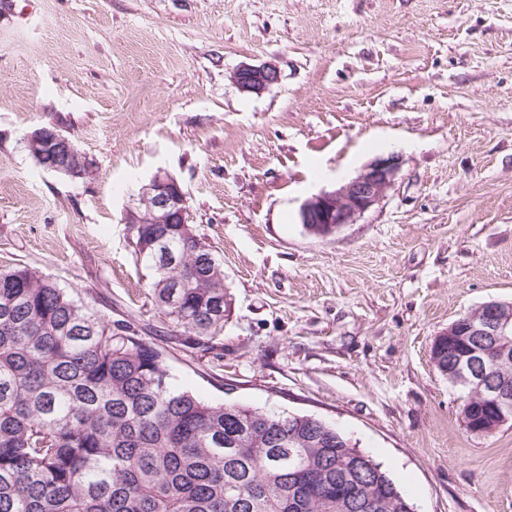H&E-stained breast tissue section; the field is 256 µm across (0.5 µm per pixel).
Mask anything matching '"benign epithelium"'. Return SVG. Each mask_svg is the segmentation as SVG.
I'll list each match as a JSON object with an SVG mask.
<instances>
[{"label":"benign epithelium","instance_id":"1","mask_svg":"<svg viewBox=\"0 0 512 512\" xmlns=\"http://www.w3.org/2000/svg\"><path fill=\"white\" fill-rule=\"evenodd\" d=\"M278 67L271 63L243 66L233 75V81L244 93L261 94L277 83ZM26 148L35 157L48 148L59 156L53 172L69 178H85L91 164L60 131L34 130L26 138ZM399 169L398 157L374 159L354 178L331 191H322L300 206V223L316 235H327L343 224H352L385 195ZM123 223L187 224L189 206L186 192L170 174L159 171L144 185L134 203L124 212ZM468 351L469 360L457 367L455 381L472 389L471 397L484 401L490 411L477 423L471 417L472 406L462 407L463 423L476 434H493L512 420V409L506 410L505 391L496 383L483 379L479 365L494 350L506 359L512 358V303L489 301L475 312L455 319L437 339Z\"/></svg>","mask_w":512,"mask_h":512}]
</instances>
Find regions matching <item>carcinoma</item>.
I'll use <instances>...</instances> for the list:
<instances>
[{
  "label": "carcinoma",
  "instance_id": "1",
  "mask_svg": "<svg viewBox=\"0 0 512 512\" xmlns=\"http://www.w3.org/2000/svg\"><path fill=\"white\" fill-rule=\"evenodd\" d=\"M186 348L224 335V266L189 224L131 235ZM484 372L512 382V361ZM368 502L377 503L371 511ZM380 463L306 414L171 385L141 330L0 268V512H410Z\"/></svg>",
  "mask_w": 512,
  "mask_h": 512
}]
</instances>
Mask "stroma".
I'll list each match as a JSON object with an SVG mask.
<instances>
[{
	"label": "stroma",
	"mask_w": 512,
	"mask_h": 512,
	"mask_svg": "<svg viewBox=\"0 0 512 512\" xmlns=\"http://www.w3.org/2000/svg\"><path fill=\"white\" fill-rule=\"evenodd\" d=\"M278 83L238 89L244 65ZM53 124L92 166L44 170ZM385 197L321 237L304 200L381 155ZM224 265V337L185 348L123 214L158 170ZM163 347L213 403L308 414L415 512H512V421L470 433L436 336L512 302V0H0V265ZM280 77L278 67L271 62L258 66H243L233 75V81L241 90L250 94H261L277 83Z\"/></svg>",
	"instance_id": "obj_1"
}]
</instances>
